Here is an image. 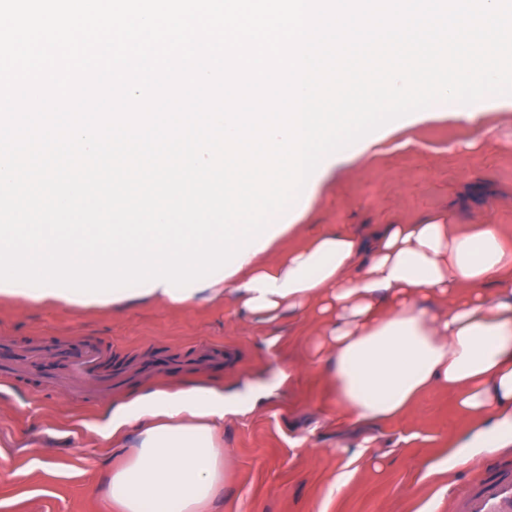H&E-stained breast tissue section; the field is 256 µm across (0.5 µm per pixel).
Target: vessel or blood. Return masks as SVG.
<instances>
[{
    "instance_id": "1",
    "label": "vessel or blood",
    "mask_w": 512,
    "mask_h": 512,
    "mask_svg": "<svg viewBox=\"0 0 512 512\" xmlns=\"http://www.w3.org/2000/svg\"><path fill=\"white\" fill-rule=\"evenodd\" d=\"M61 370L58 382L78 385L94 383L97 387H110L123 380L120 367L114 366L98 346L87 344L81 348L60 350ZM23 367L27 373L40 372L39 351L17 344L0 345V383L14 378L15 367ZM461 512H512V473L504 472L484 480L477 491L467 496L460 505Z\"/></svg>"
}]
</instances>
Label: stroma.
<instances>
[{
	"instance_id": "stroma-1",
	"label": "stroma",
	"mask_w": 512,
	"mask_h": 512,
	"mask_svg": "<svg viewBox=\"0 0 512 512\" xmlns=\"http://www.w3.org/2000/svg\"><path fill=\"white\" fill-rule=\"evenodd\" d=\"M444 216L466 229L496 225L512 242V109L473 123L443 104L391 133L364 161L325 181L300 225L264 254L267 263L328 227L368 232ZM314 314L271 327L231 298L189 309L159 301L72 309L0 297V339L52 347L61 341L112 350L130 376L108 400L72 392L45 369L44 393L0 387V512H119L107 486L130 441L109 443L99 427L112 408L190 384L236 393L249 410L224 417V487L204 512H456L455 503L492 471L512 470V446L468 449L477 429L445 387L423 392L386 422H343L331 384L311 362ZM210 348L224 361L188 366ZM289 371L278 381L280 371Z\"/></svg>"
}]
</instances>
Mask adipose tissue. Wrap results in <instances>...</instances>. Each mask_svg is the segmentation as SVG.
<instances>
[{
	"label": "adipose tissue",
	"mask_w": 512,
	"mask_h": 512,
	"mask_svg": "<svg viewBox=\"0 0 512 512\" xmlns=\"http://www.w3.org/2000/svg\"><path fill=\"white\" fill-rule=\"evenodd\" d=\"M257 259L250 252L223 279L194 285L182 307L228 296L270 323L318 305L325 328L316 365L343 419L391 420L425 390L445 386L462 413L512 431V245L493 225L460 231L430 219L368 236L329 228L275 265ZM40 299L72 308L172 301L163 284ZM233 409L206 386L119 405L104 438L137 429L132 453L108 476L120 512H197L216 497L228 466L220 429Z\"/></svg>",
	"instance_id": "adipose-tissue-1"
}]
</instances>
